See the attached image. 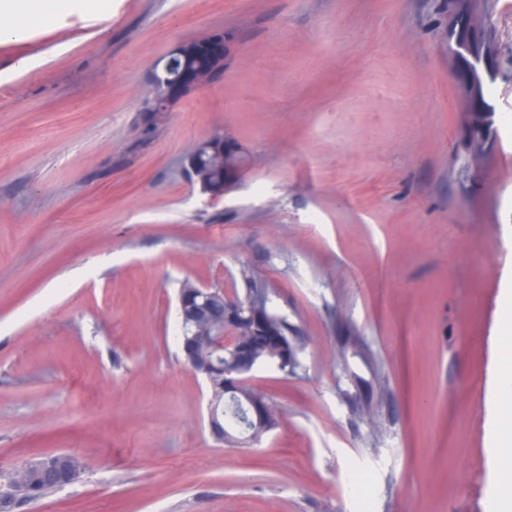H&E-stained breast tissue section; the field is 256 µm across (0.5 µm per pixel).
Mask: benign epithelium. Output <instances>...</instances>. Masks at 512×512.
<instances>
[{
	"mask_svg": "<svg viewBox=\"0 0 512 512\" xmlns=\"http://www.w3.org/2000/svg\"><path fill=\"white\" fill-rule=\"evenodd\" d=\"M227 38L217 30L191 41H181L171 50L164 68L153 67L146 90L145 122L143 129L155 125L159 117L179 101L195 94L224 73ZM177 60L183 66L175 76L168 75L169 67ZM220 155L231 160L223 169L206 167L209 156ZM241 150L217 130L198 141L183 157L182 167L190 182L201 193L216 201L224 196L245 171ZM178 305L182 313V331L195 327L189 336H181V348L186 363L209 383L208 430L212 438L238 440L224 424V396L241 394L247 387L250 373L259 364V354L267 352L276 357L278 365L293 364L295 354L283 338L268 325L266 306L256 304L248 310V326L238 327L239 303L235 296L224 293L221 287L190 285L179 292ZM207 347L217 359L224 350L232 351L235 367L217 375L208 365H199V349ZM249 418L260 427L269 422L271 409L264 397L254 393L247 397ZM39 482L29 483L19 472L0 478V512H14L22 500L39 498L48 489L62 488L76 482L80 474L67 464L63 454L50 455L37 463Z\"/></svg>",
	"mask_w": 512,
	"mask_h": 512,
	"instance_id": "obj_1",
	"label": "benign epithelium"
}]
</instances>
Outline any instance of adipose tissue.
Segmentation results:
<instances>
[{
	"label": "adipose tissue",
	"instance_id": "obj_1",
	"mask_svg": "<svg viewBox=\"0 0 512 512\" xmlns=\"http://www.w3.org/2000/svg\"><path fill=\"white\" fill-rule=\"evenodd\" d=\"M495 399L505 410L499 413L493 429L496 454L500 460L499 489L486 504V512H512V339L501 340L497 349Z\"/></svg>",
	"mask_w": 512,
	"mask_h": 512
}]
</instances>
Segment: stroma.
Here are the masks:
<instances>
[{"label": "stroma", "instance_id": "35a3bbf8", "mask_svg": "<svg viewBox=\"0 0 512 512\" xmlns=\"http://www.w3.org/2000/svg\"><path fill=\"white\" fill-rule=\"evenodd\" d=\"M59 0L0 42V472L79 456L15 512H485L512 291V6ZM224 31L223 75L139 147L151 69ZM249 167L211 202L214 129ZM271 290L303 368L254 371L260 443L207 428L183 282ZM210 155H221L232 162L223 170H210L206 163ZM241 150L234 142L217 130L198 141L183 157L182 167L190 182L199 187L201 193L216 201L224 196L242 176L246 167L241 162ZM246 407L249 418L255 423L256 427L266 425L271 416V409L266 403L264 397L259 393H253L246 397Z\"/></svg>", "mask_w": 512, "mask_h": 512}]
</instances>
